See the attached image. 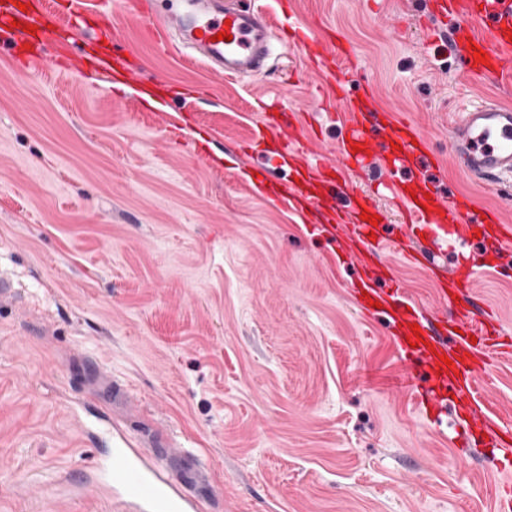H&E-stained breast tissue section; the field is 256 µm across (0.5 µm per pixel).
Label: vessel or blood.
<instances>
[{"label": "vessel or blood", "mask_w": 512, "mask_h": 512, "mask_svg": "<svg viewBox=\"0 0 512 512\" xmlns=\"http://www.w3.org/2000/svg\"><path fill=\"white\" fill-rule=\"evenodd\" d=\"M425 25L427 33L442 32L453 44L464 71L472 77L512 76V0H431ZM132 10L147 20L152 38L183 58L203 64L225 78L238 80L264 73L274 42L301 46L313 72L344 90L352 81L355 56L352 45L334 28L318 25L286 31L268 0H254L241 6L239 0H108L97 11L101 34L111 35L113 49L89 56L90 66L114 83L144 90L139 66L130 64L115 50L122 40L115 24L119 13ZM48 0H32L28 11L6 7L0 24L10 27L19 49L11 59L23 73L42 65L53 72L68 70L74 63L72 45L76 28L47 29ZM483 50L486 60H476L474 50ZM371 86H361L350 97L344 122L340 154L344 171L363 174L371 166L382 167L390 176L386 185L390 199L403 218L407 235L424 234L431 247L458 249L456 265L438 276L440 292L472 287L481 266L465 252L472 242L484 249L503 252L512 245V224L502 223L497 210L476 206L464 195L442 196L435 185L417 181L415 186L399 180L409 167V158L422 153L420 134L402 116L379 123L369 108ZM264 136L282 143L281 158L295 175L289 183L265 175L268 191L283 206L301 213L325 214L337 225L346 245L341 254L356 262L365 279L352 292L361 313L382 316L399 352L401 383L426 407L431 421H438L446 406L468 414L485 434V444L500 468L512 465V426L495 420L482 408L480 394L487 383V371L512 352L496 313L489 308H470L446 300L441 311H429L404 289H378L373 275L380 254L399 252L413 265L429 260L428 249H400L397 241L374 233L364 212L387 217L375 191L355 192L348 210L328 208L323 195L332 185L330 165L314 152L315 134L303 133L285 121L279 103H272L261 121ZM454 166L484 182L512 178V108L483 102L462 106L451 129ZM484 236H476V228ZM418 326L423 342L410 346L411 326ZM111 448L94 449L86 467L85 481L75 484L81 496L109 492L116 512H201L202 502L182 483L172 478L149 449L137 447L124 432L113 431Z\"/></svg>", "instance_id": "obj_1"}]
</instances>
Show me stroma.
Returning <instances> with one entry per match:
<instances>
[{
    "instance_id": "stroma-1",
    "label": "stroma",
    "mask_w": 512,
    "mask_h": 512,
    "mask_svg": "<svg viewBox=\"0 0 512 512\" xmlns=\"http://www.w3.org/2000/svg\"><path fill=\"white\" fill-rule=\"evenodd\" d=\"M429 7L288 0L293 22L353 43L380 116L419 126L427 150L402 180L426 178L512 224V182L488 186L448 162L457 107L512 106V81L466 77L447 39L423 31ZM116 22L145 77L168 80V112L194 108L196 129L167 130L78 67L17 74L0 31V272L20 294L0 307V512H107L56 486L86 457L72 401L103 408L93 359L112 373L113 424L204 467L191 485L204 512H496L507 474L391 383L398 354L384 320L355 305L359 269L228 157L250 142L258 98L280 97L340 164L343 105L323 108L303 50L227 81L162 50L145 21ZM208 138L223 164L193 154ZM386 261L409 295L442 308L423 268ZM474 290L512 333V249ZM488 380L485 399L512 422V355Z\"/></svg>"
}]
</instances>
